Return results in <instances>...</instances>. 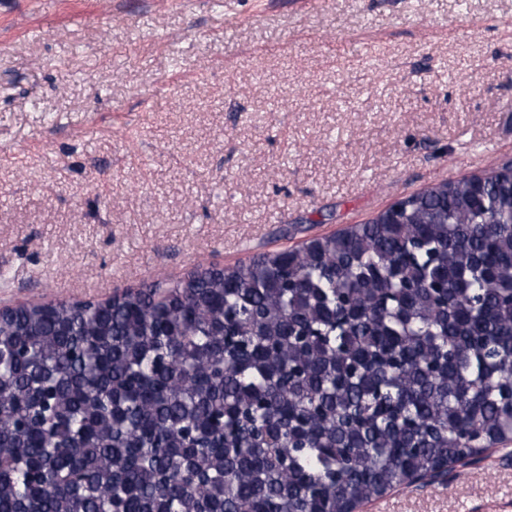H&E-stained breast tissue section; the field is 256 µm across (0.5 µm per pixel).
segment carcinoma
Segmentation results:
<instances>
[{"label":"carcinoma","instance_id":"carcinoma-1","mask_svg":"<svg viewBox=\"0 0 512 512\" xmlns=\"http://www.w3.org/2000/svg\"><path fill=\"white\" fill-rule=\"evenodd\" d=\"M512 442V177L0 314V512H353Z\"/></svg>","mask_w":512,"mask_h":512}]
</instances>
